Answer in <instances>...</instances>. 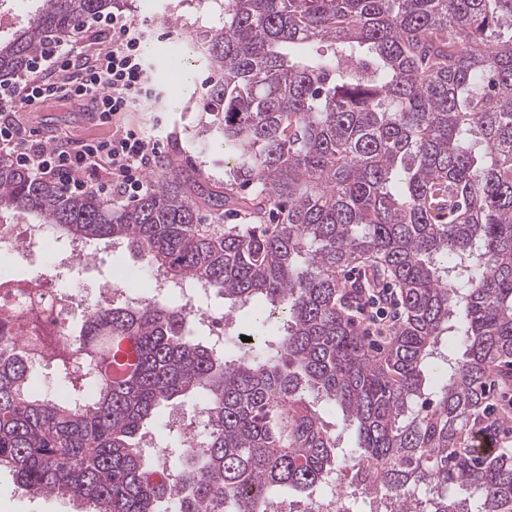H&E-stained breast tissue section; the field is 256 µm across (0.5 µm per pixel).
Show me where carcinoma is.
Returning a JSON list of instances; mask_svg holds the SVG:
<instances>
[{"label": "carcinoma", "instance_id": "1", "mask_svg": "<svg viewBox=\"0 0 512 512\" xmlns=\"http://www.w3.org/2000/svg\"><path fill=\"white\" fill-rule=\"evenodd\" d=\"M112 4L38 0L0 37V74ZM202 44L224 191L163 159L151 192L109 206L0 163V215L124 244L283 328L242 352L179 306L118 302L57 335L31 279L17 326L41 334L0 335V468L80 512H267L365 463L404 512H512V444H471L512 420L494 393L512 368V0H224ZM365 263L402 309L376 351L349 314L377 287L352 279ZM188 395L200 447L144 458L147 426ZM317 398L353 432L341 461Z\"/></svg>", "mask_w": 512, "mask_h": 512}]
</instances>
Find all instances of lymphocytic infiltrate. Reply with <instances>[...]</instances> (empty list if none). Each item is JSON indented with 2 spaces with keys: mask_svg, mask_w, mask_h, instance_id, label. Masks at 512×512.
Listing matches in <instances>:
<instances>
[{
  "mask_svg": "<svg viewBox=\"0 0 512 512\" xmlns=\"http://www.w3.org/2000/svg\"><path fill=\"white\" fill-rule=\"evenodd\" d=\"M90 27L101 44L94 57L50 33L34 67L0 79V146L8 148L12 165L56 182L66 195L92 191L132 203L148 186L159 142L142 130L114 127L113 121L150 95L155 65L143 45L156 27L151 18L134 20L120 11L92 20ZM74 98L95 107L98 125H113V132L51 144L27 132L16 112L20 106Z\"/></svg>",
  "mask_w": 512,
  "mask_h": 512,
  "instance_id": "lymphocytic-infiltrate-1",
  "label": "lymphocytic infiltrate"
}]
</instances>
